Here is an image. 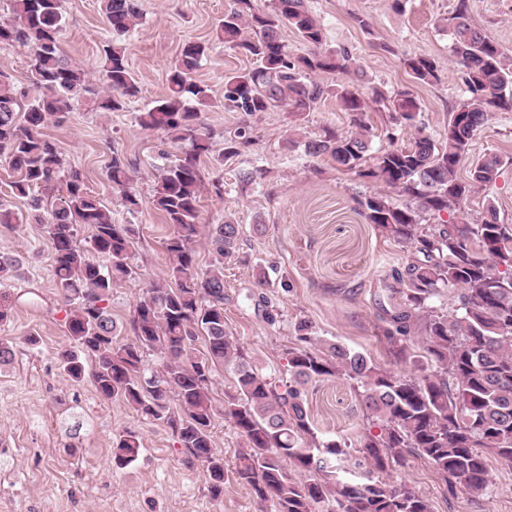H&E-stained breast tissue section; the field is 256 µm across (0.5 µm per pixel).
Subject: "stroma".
Returning <instances> with one entry per match:
<instances>
[{"label": "stroma", "mask_w": 512, "mask_h": 512, "mask_svg": "<svg viewBox=\"0 0 512 512\" xmlns=\"http://www.w3.org/2000/svg\"><path fill=\"white\" fill-rule=\"evenodd\" d=\"M457 0H407L403 11L388 0H306L320 21L325 46L348 50L367 84L392 95L412 90L420 103L415 127L393 128L387 112L370 105L364 114L372 147L411 142L416 129L443 134L452 106L465 94L444 28ZM142 16L123 38L140 92L123 110L106 112L90 99L72 103L68 121L48 123L44 132L61 148L66 167L84 173L87 187L120 224L136 225L132 256L139 276L113 288L108 300L121 338L132 335L129 320L149 283L166 279L163 247L171 227L152 205V187L164 154L160 132L142 129L137 116L167 93V77L186 41H208L212 49L195 73L222 99L225 74L249 68L245 56L215 39L216 25L233 0H139ZM473 22L512 56V0H468ZM62 48L68 58L98 78L103 47L111 34L100 0H63ZM368 17L361 29L358 16ZM407 54L434 58L439 82L413 84L402 65ZM203 121L211 150L200 159V219H231L243 233L236 256L224 261V317L234 340L273 378L285 375L284 346L298 322L314 335L336 337L369 355L381 368H404L395 346L384 337L378 300L393 282L405 256L398 245L366 224L361 200L375 184L336 165L329 156L312 157L305 141L330 129L350 131L351 115L335 97L310 112L280 106L248 114L206 108ZM250 143L226 162L218 157L224 140L238 128ZM500 155L496 182L476 190L462 209L470 221L495 206L501 223L512 224V112L494 113L476 134L471 159ZM123 156L140 194L138 213H127L107 178L113 154ZM21 220L0 224V252L20 262L18 278L0 286V343L12 357L0 365V512H259L249 490L229 484L213 499L203 468L192 462L171 431L141 420L122 400L99 398L90 379L70 381L59 355L72 349L65 311L55 288L52 245L42 225L25 222L27 202L10 198ZM263 232H255V225ZM268 271L270 284L256 275ZM311 419L320 434L356 440L366 421L349 383L328 379L307 385ZM135 432L142 443L138 460L125 468L112 463L120 436ZM491 483L480 494L450 495L432 466L407 457L392 477L425 496L433 512H512V464L488 455Z\"/></svg>", "instance_id": "obj_1"}]
</instances>
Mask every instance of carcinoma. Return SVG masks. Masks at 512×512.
Instances as JSON below:
<instances>
[{
    "label": "carcinoma",
    "instance_id": "carcinoma-1",
    "mask_svg": "<svg viewBox=\"0 0 512 512\" xmlns=\"http://www.w3.org/2000/svg\"><path fill=\"white\" fill-rule=\"evenodd\" d=\"M101 9L112 41L103 49L98 85L61 47L62 0H13L12 16L0 17V49L28 47L32 67L31 88L23 91L0 73V157L14 172L11 193L28 199L32 219L52 243L55 286L76 347L61 354L64 374L75 381L89 377L100 398L121 399L140 418L170 429L205 469L209 491L218 499L224 495L225 467L213 444L211 377L218 367L231 372L233 392L225 396L224 417L242 441L233 474L260 512H432L419 492L388 479L409 455L431 464L452 495L485 491L486 453L512 464V224L500 223L492 205L475 223L457 216L471 193L496 182L501 157L485 154L464 178L459 170L493 113L512 112V58L472 23L466 0H458L446 18L466 86L447 130L436 140L419 129L407 148L395 146L390 134L389 145L375 153L357 115L369 103H381L394 126H411L419 104L410 90L386 97L362 86L348 51L323 50V28L306 0H273L268 11L255 0H234L224 13L219 39L253 61V67L224 77L225 108L256 113L283 105L307 112L332 93L356 114L355 130H326L304 143L305 152L328 155L380 184L360 202L364 217L406 252L393 274L389 306L381 307L385 335L395 344L415 328L421 332L422 352L413 368L390 371L339 341L312 335L303 321L283 349L289 382L281 384L259 372L224 322V259L238 250L241 225L199 223L198 164L210 151L201 108L213 104L210 87L194 78L209 50L203 42L184 43L168 76L167 97L138 115L142 128L161 130L181 146L158 170L152 194L154 208L173 227L165 241L170 281L146 288L130 323L132 338H119L107 300L115 285L136 278L130 259L137 229L112 222L88 191L84 174L65 170L58 144L42 132L51 121H65L75 99L93 95L98 108L116 112L140 92L121 41L141 18L139 0H102ZM284 26L296 34L302 52L282 40ZM403 65L415 84L440 81L431 57L406 56ZM313 74L329 82L314 81ZM248 143L242 128L224 142L221 159L239 155ZM108 180L127 212H136L139 194L115 152ZM59 184V202L47 212L35 190ZM392 192L410 203L393 204ZM443 213L454 220L428 223ZM84 227L91 229L85 245ZM202 234L214 259L201 274L192 244ZM96 254L107 264L97 262ZM446 288L456 291L451 307L434 306ZM199 338L202 351L196 348ZM148 351L159 354L150 368ZM326 378L344 379L356 391L368 427L354 445L321 436L311 421L303 386ZM140 448L139 435L128 431L116 443L112 462L125 468L137 461ZM348 458L360 470L354 478L343 475Z\"/></svg>",
    "mask_w": 512,
    "mask_h": 512
}]
</instances>
